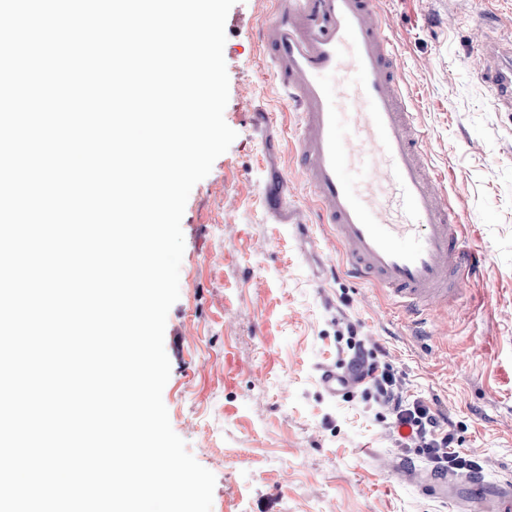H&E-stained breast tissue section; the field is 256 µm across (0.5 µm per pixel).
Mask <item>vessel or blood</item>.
Segmentation results:
<instances>
[{
    "label": "vessel or blood",
    "mask_w": 512,
    "mask_h": 512,
    "mask_svg": "<svg viewBox=\"0 0 512 512\" xmlns=\"http://www.w3.org/2000/svg\"><path fill=\"white\" fill-rule=\"evenodd\" d=\"M262 38L303 109L298 161L348 275L375 284L402 319L426 324L476 280L482 257L424 152L378 0H275ZM479 78L512 109L511 54ZM437 492L512 512V482L482 471Z\"/></svg>",
    "instance_id": "b4317fda"
}]
</instances>
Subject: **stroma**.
<instances>
[{
  "mask_svg": "<svg viewBox=\"0 0 512 512\" xmlns=\"http://www.w3.org/2000/svg\"><path fill=\"white\" fill-rule=\"evenodd\" d=\"M273 0L226 19V123L237 137L192 189L182 218L180 297L163 390L174 432L215 478L212 512H454L422 491L367 390L330 395L321 370L357 339L408 395L447 415L460 451L512 474V112L480 83L484 42L512 36V0H381L400 82L482 274L426 330L343 271L297 162L301 112L277 83L260 32ZM287 181L288 204L274 188Z\"/></svg>",
  "mask_w": 512,
  "mask_h": 512,
  "instance_id": "stroma-1",
  "label": "stroma"
}]
</instances>
